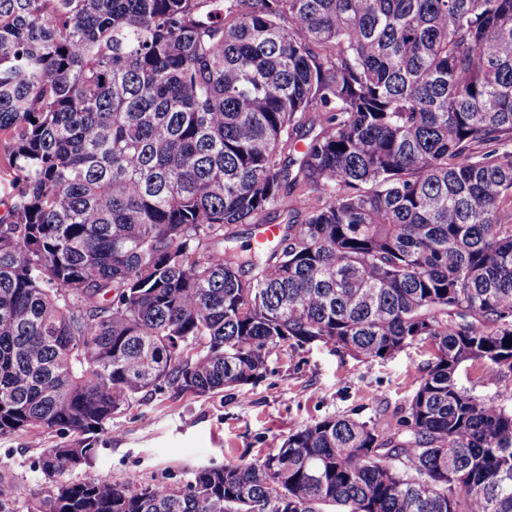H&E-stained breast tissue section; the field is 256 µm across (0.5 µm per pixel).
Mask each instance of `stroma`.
<instances>
[{
  "mask_svg": "<svg viewBox=\"0 0 512 512\" xmlns=\"http://www.w3.org/2000/svg\"><path fill=\"white\" fill-rule=\"evenodd\" d=\"M433 358L422 343L375 361L314 345L271 356L263 377L233 400L221 393L151 391L98 435L94 471L115 481L134 475L177 488L192 470L268 453L290 433L327 417L393 430ZM59 440L54 433L38 441L21 433L0 436V512H29L48 497L51 486L37 462Z\"/></svg>",
  "mask_w": 512,
  "mask_h": 512,
  "instance_id": "35a3bbf8",
  "label": "stroma"
}]
</instances>
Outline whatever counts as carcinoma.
Segmentation results:
<instances>
[{"mask_svg":"<svg viewBox=\"0 0 512 512\" xmlns=\"http://www.w3.org/2000/svg\"><path fill=\"white\" fill-rule=\"evenodd\" d=\"M0 159V435H75L32 512H512V404L460 381L512 376V0H0ZM416 342L394 433L59 481L145 392Z\"/></svg>","mask_w":512,"mask_h":512,"instance_id":"obj_1","label":"carcinoma"}]
</instances>
